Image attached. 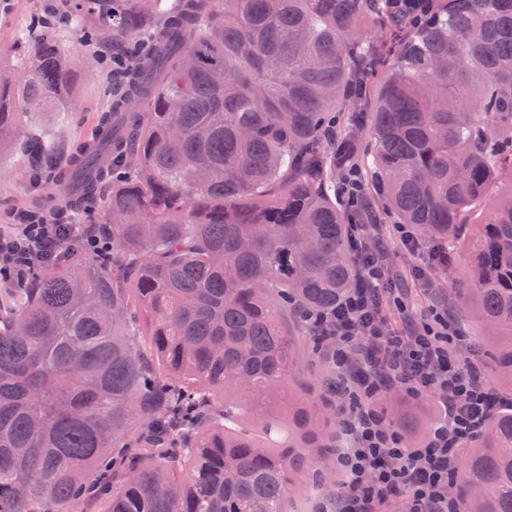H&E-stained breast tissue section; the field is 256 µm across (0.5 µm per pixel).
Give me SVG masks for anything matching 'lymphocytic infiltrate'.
I'll list each match as a JSON object with an SVG mask.
<instances>
[{
  "label": "lymphocytic infiltrate",
  "mask_w": 512,
  "mask_h": 512,
  "mask_svg": "<svg viewBox=\"0 0 512 512\" xmlns=\"http://www.w3.org/2000/svg\"><path fill=\"white\" fill-rule=\"evenodd\" d=\"M62 241L51 219L20 215L15 234L0 238V277L25 278L42 247ZM361 271L360 287L336 313L315 319L322 339L334 344L332 357L342 377L336 461L344 493L336 512H380L381 504L402 491L409 495V512H457L448 483L459 444L480 431L497 398L483 383L478 362L463 367L449 354L451 330L444 317L403 335H386L374 313L388 283L383 257L366 258ZM400 385L412 393L435 390L447 407L446 424L419 448L404 447L399 434L382 425L378 398Z\"/></svg>",
  "instance_id": "obj_1"
}]
</instances>
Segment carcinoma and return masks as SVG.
Returning <instances> with one entry per match:
<instances>
[{
  "mask_svg": "<svg viewBox=\"0 0 512 512\" xmlns=\"http://www.w3.org/2000/svg\"><path fill=\"white\" fill-rule=\"evenodd\" d=\"M64 0L125 77L82 156L55 177L112 264L69 244L0 303V512H288L333 497L336 375L312 410L298 369L328 347L359 269L338 186L365 179L451 275L512 386V0ZM379 34H367L369 27ZM0 80V148L22 118L68 112L76 68L29 31ZM45 175L56 148L27 139ZM484 206L481 224L470 214ZM458 512H512V405L461 442Z\"/></svg>",
  "mask_w": 512,
  "mask_h": 512,
  "instance_id": "cac0c4a2",
  "label": "carcinoma"
}]
</instances>
